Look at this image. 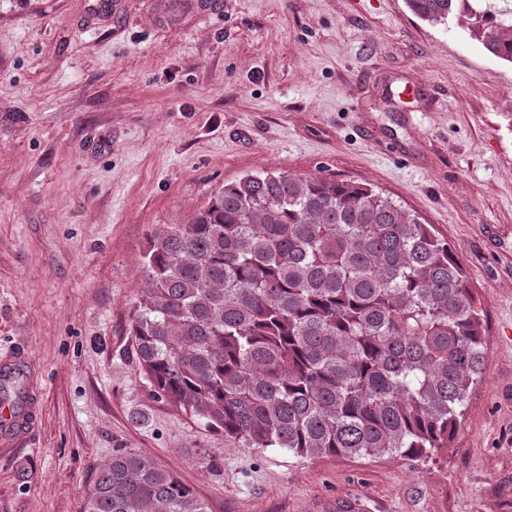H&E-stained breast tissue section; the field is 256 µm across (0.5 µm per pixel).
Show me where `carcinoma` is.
<instances>
[{"instance_id": "cac0c4a2", "label": "carcinoma", "mask_w": 512, "mask_h": 512, "mask_svg": "<svg viewBox=\"0 0 512 512\" xmlns=\"http://www.w3.org/2000/svg\"><path fill=\"white\" fill-rule=\"evenodd\" d=\"M405 3L432 25L458 18L512 63V7ZM142 272L132 336L144 374L236 448L430 458L484 374V312L459 258L369 184L247 174L158 228ZM85 512L208 509L173 471L123 451Z\"/></svg>"}]
</instances>
